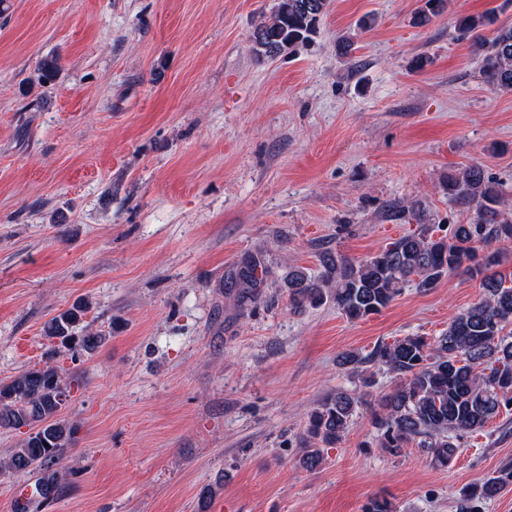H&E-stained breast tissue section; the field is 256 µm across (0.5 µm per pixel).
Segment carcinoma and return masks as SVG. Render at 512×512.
I'll return each instance as SVG.
<instances>
[{
  "mask_svg": "<svg viewBox=\"0 0 512 512\" xmlns=\"http://www.w3.org/2000/svg\"><path fill=\"white\" fill-rule=\"evenodd\" d=\"M445 5L446 0H424L414 23L426 24ZM329 7L330 0H278L252 34L254 55L275 57L312 41ZM496 22L491 13L470 15L457 21L456 31L475 37L483 81L512 91V25L497 27L490 39L477 35ZM57 71L56 59L42 60L37 82L52 81ZM446 189L448 199L472 211L471 220L453 225L450 234L437 235L433 225L422 223L366 259L351 262L325 252L320 274L294 267L284 279L294 308L330 302L354 322L381 312L407 285L427 292L450 274L481 277L480 300L456 314L434 340L408 335L381 342L366 355L350 351L337 360L347 373L373 366L395 376L396 387L371 409L378 447L396 455L416 441L436 467L448 466L462 434L483 428L502 408L512 406V335L506 332L512 326V273L496 270L502 265V248L512 244V217L502 209L501 185L478 162L448 173ZM422 212V202L411 200L391 206L388 217L406 222ZM259 268L258 259H243L227 275L225 287L242 302L255 297L264 285ZM88 309V303L79 301L53 316L43 326L44 336L94 354L107 336L84 323ZM64 383L61 370L49 362L0 382V428H29L4 468L16 475L41 471L45 499L57 490L64 451L77 441L78 426L61 417ZM365 404L364 394L338 389L313 407L299 439L298 465L319 469L324 449L336 446ZM511 485L512 466L507 465L497 475L477 480L461 500L460 512H478L477 505Z\"/></svg>",
  "mask_w": 512,
  "mask_h": 512,
  "instance_id": "1",
  "label": "carcinoma"
}]
</instances>
